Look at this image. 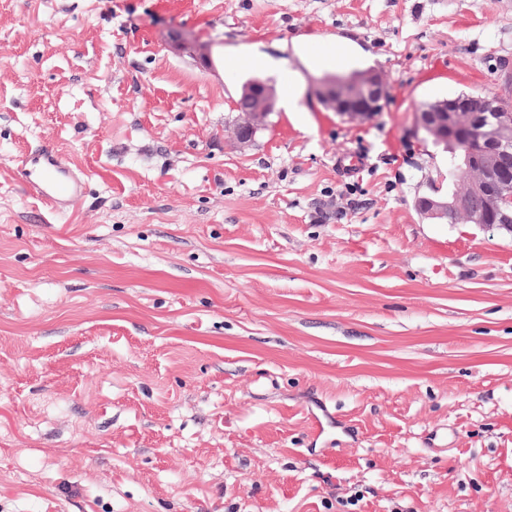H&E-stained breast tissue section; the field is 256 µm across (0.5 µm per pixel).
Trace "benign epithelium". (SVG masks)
Segmentation results:
<instances>
[{"mask_svg": "<svg viewBox=\"0 0 512 512\" xmlns=\"http://www.w3.org/2000/svg\"><path fill=\"white\" fill-rule=\"evenodd\" d=\"M384 86L379 73L365 71L322 82L319 95L326 108L350 120H364L375 111ZM240 99L247 100L248 107L233 135L246 144L274 111L276 97L270 81L254 78L242 86ZM419 123L435 143L452 140L457 148L448 159L454 189L446 197L417 198L418 212L428 219L512 233V113L502 111L495 98L474 97L460 108L451 98L422 107Z\"/></svg>", "mask_w": 512, "mask_h": 512, "instance_id": "7a95c632", "label": "benign epithelium"}]
</instances>
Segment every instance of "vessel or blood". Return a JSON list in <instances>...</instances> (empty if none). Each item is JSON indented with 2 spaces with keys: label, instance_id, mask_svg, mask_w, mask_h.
Segmentation results:
<instances>
[{
  "label": "vessel or blood",
  "instance_id": "obj_1",
  "mask_svg": "<svg viewBox=\"0 0 512 512\" xmlns=\"http://www.w3.org/2000/svg\"><path fill=\"white\" fill-rule=\"evenodd\" d=\"M22 167L26 183L51 207H67L79 198L81 180L51 151L25 157Z\"/></svg>",
  "mask_w": 512,
  "mask_h": 512
}]
</instances>
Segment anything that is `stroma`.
<instances>
[{"label": "stroma", "mask_w": 512, "mask_h": 512, "mask_svg": "<svg viewBox=\"0 0 512 512\" xmlns=\"http://www.w3.org/2000/svg\"><path fill=\"white\" fill-rule=\"evenodd\" d=\"M253 76L298 109L242 147ZM461 93L512 103V0H0V512H512V234L414 206ZM384 80L375 71H365L355 77L338 76L322 81L319 95L324 106L350 120L367 119L375 112L384 93ZM22 167L25 182L52 208L68 207L79 198L81 180L51 151L25 157Z\"/></svg>", "instance_id": "35a3bbf8"}]
</instances>
